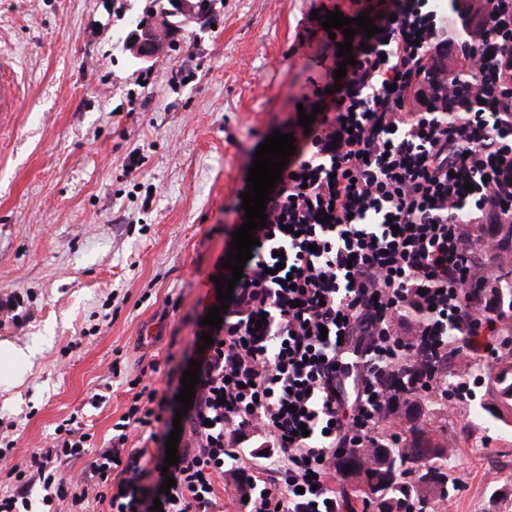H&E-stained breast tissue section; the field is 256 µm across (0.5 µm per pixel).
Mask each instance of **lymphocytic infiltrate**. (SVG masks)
<instances>
[{
  "label": "lymphocytic infiltrate",
  "mask_w": 512,
  "mask_h": 512,
  "mask_svg": "<svg viewBox=\"0 0 512 512\" xmlns=\"http://www.w3.org/2000/svg\"><path fill=\"white\" fill-rule=\"evenodd\" d=\"M351 2L379 32L350 39L356 63L341 80L330 66L309 75L313 93L298 101L326 114L302 134L222 325L194 355L200 380L187 413L177 397L188 362L163 390L136 375L111 437L96 444L77 416L64 419L30 466H11L17 487L0 512H30L33 483L47 512L157 503L211 512L233 454L224 438L249 429L274 452L241 485L246 512H342L331 485L337 453L377 443L400 397H474L478 381L449 386L439 366L458 353L450 335L502 319L475 311L466 291L496 278L475 255L501 249L499 228L512 224V0H485L476 42L461 54L469 82L434 99L426 83L446 29L433 0ZM464 94L481 108L442 111ZM410 309L422 319L404 336L394 319ZM177 424L180 462L170 466L165 443ZM90 449L88 469L63 474Z\"/></svg>",
  "instance_id": "obj_1"
}]
</instances>
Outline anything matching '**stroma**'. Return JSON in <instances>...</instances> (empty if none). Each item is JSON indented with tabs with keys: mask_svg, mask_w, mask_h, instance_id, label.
Listing matches in <instances>:
<instances>
[{
	"mask_svg": "<svg viewBox=\"0 0 512 512\" xmlns=\"http://www.w3.org/2000/svg\"><path fill=\"white\" fill-rule=\"evenodd\" d=\"M319 3L212 0L142 62L123 40L144 0H0V62L19 87L15 111L0 112V296L21 295L28 314L0 325V347L28 355L0 382L12 461L29 463L77 411L109 438L132 397L126 376L154 364L165 387L194 346L232 244L224 208L260 144L296 122L291 98L324 37ZM473 408L429 403L455 455V488L430 512H512V436ZM224 443L248 456L226 462L216 509L241 512L245 470L268 442L249 431Z\"/></svg>",
	"mask_w": 512,
	"mask_h": 512,
	"instance_id": "1",
	"label": "stroma"
}]
</instances>
